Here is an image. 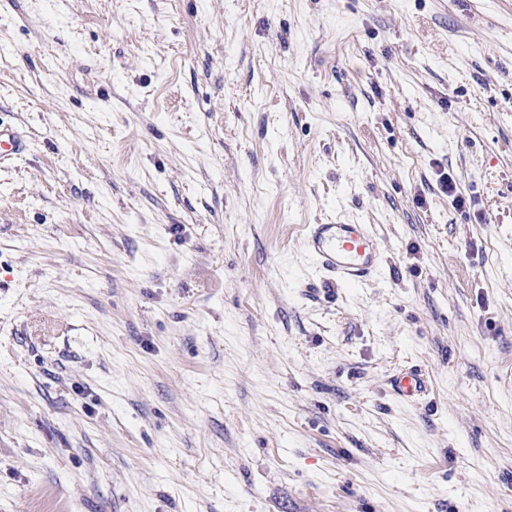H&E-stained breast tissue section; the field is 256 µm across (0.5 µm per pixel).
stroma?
<instances>
[{
	"instance_id": "obj_1",
	"label": "stroma",
	"mask_w": 512,
	"mask_h": 512,
	"mask_svg": "<svg viewBox=\"0 0 512 512\" xmlns=\"http://www.w3.org/2000/svg\"><path fill=\"white\" fill-rule=\"evenodd\" d=\"M0 120V512H512V0H0ZM379 242L367 224H312L308 252L329 280L356 287L377 273Z\"/></svg>"
}]
</instances>
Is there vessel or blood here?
<instances>
[{"label":"vessel or blood","mask_w":512,"mask_h":512,"mask_svg":"<svg viewBox=\"0 0 512 512\" xmlns=\"http://www.w3.org/2000/svg\"><path fill=\"white\" fill-rule=\"evenodd\" d=\"M307 249L329 280L355 287L376 274L379 242L366 224H315Z\"/></svg>","instance_id":"1"}]
</instances>
